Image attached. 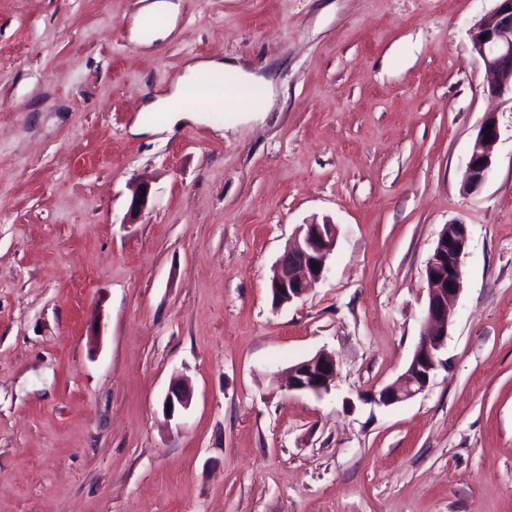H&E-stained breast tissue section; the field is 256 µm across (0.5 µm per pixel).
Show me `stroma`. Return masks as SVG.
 <instances>
[{"label": "stroma", "mask_w": 512, "mask_h": 512, "mask_svg": "<svg viewBox=\"0 0 512 512\" xmlns=\"http://www.w3.org/2000/svg\"><path fill=\"white\" fill-rule=\"evenodd\" d=\"M150 2L0 0V512H512V99L470 36L496 0H178L138 44ZM210 58L269 80L265 111L135 134ZM324 220L326 278L274 308L276 261ZM454 221L441 362L370 403L413 356ZM322 350L331 391L288 390ZM491 124L492 128L487 129ZM499 138L498 127L492 116H486L474 141L467 163L465 190L477 191L483 185L492 166L493 152ZM468 227L462 222L446 225L426 265L428 300L426 329L412 359L392 384L371 394L378 405L392 406L424 392L432 373L440 364V353L453 319V302L462 290L463 258L468 247Z\"/></svg>", "instance_id": "obj_1"}]
</instances>
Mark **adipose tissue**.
<instances>
[{"instance_id": "1", "label": "adipose tissue", "mask_w": 512, "mask_h": 512, "mask_svg": "<svg viewBox=\"0 0 512 512\" xmlns=\"http://www.w3.org/2000/svg\"><path fill=\"white\" fill-rule=\"evenodd\" d=\"M268 82L245 73L233 63L197 60L186 65L171 92L145 104L144 110L158 114L151 125H136V132L160 134L172 131L182 120H201L203 114L232 99L237 112L264 111L269 98Z\"/></svg>"}]
</instances>
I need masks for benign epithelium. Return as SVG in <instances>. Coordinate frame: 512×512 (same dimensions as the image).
<instances>
[{"mask_svg": "<svg viewBox=\"0 0 512 512\" xmlns=\"http://www.w3.org/2000/svg\"><path fill=\"white\" fill-rule=\"evenodd\" d=\"M474 51L490 75L487 88L496 97H512V0H497L496 6L481 17L472 33ZM492 128H487V125ZM499 138L493 117L482 122L467 163L465 190L481 188L492 166L493 152ZM150 187L139 183L133 190L132 214L147 207ZM336 225L311 222L299 225L294 242L276 262L271 282L274 307L302 299L321 282L329 271V259L336 246ZM468 227L462 222L446 225L426 265L428 300L426 329L422 332L412 359L395 382L371 394L378 405L392 406L424 392L432 373L440 364V353L453 319V302L462 290L463 258L468 247ZM336 379V360L327 352L288 368V390L320 396L328 392ZM165 403L172 417L190 405V392L180 382L174 384Z\"/></svg>", "mask_w": 512, "mask_h": 512, "instance_id": "obj_1", "label": "benign epithelium"}]
</instances>
